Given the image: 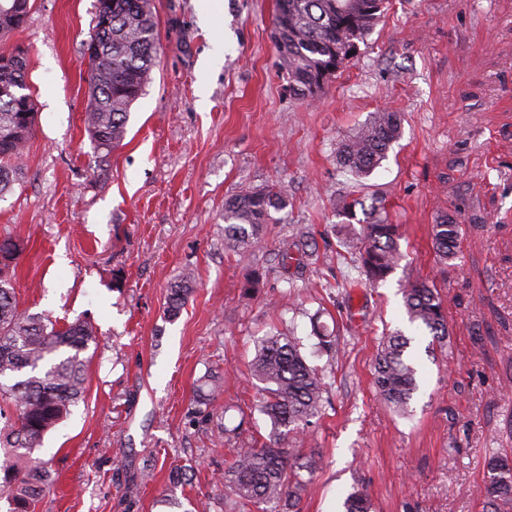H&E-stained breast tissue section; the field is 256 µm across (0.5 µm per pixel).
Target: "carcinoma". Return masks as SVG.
Wrapping results in <instances>:
<instances>
[{"label":"carcinoma","instance_id":"cac0c4a2","mask_svg":"<svg viewBox=\"0 0 512 512\" xmlns=\"http://www.w3.org/2000/svg\"><path fill=\"white\" fill-rule=\"evenodd\" d=\"M388 0H276L272 35L281 69L297 96L317 98L336 75L348 49L362 42L379 22ZM29 0H0V197L12 189L10 174L28 143L37 112L26 93L27 57L6 37L22 26ZM83 80L88 87L85 127L98 148L122 145L134 103L143 94L159 53L158 29L151 0H97L94 25L86 48ZM401 119L395 112H375L357 133L339 144V165L361 178L387 158L400 138ZM282 204L272 187H245L224 203V247L247 256L262 240L271 210ZM461 224L452 212H441L431 226L436 255L448 262L457 258ZM361 241L358 264L361 283L377 286L399 266L402 258L399 227L373 207L370 220L351 228ZM23 243L0 238V411L5 464L0 466V501L6 512H38L52 481L45 464L27 465L46 434L67 418L71 407L87 391L88 359L83 353L96 342L92 324L77 320L61 327L19 309L13 276ZM194 280L182 277L170 288L166 313L177 316L191 298ZM410 323L447 345L448 325L444 299L434 285L414 282L402 291ZM411 339L400 332L388 336L374 361V384L380 398L400 415L410 412L417 392L418 369L407 355ZM253 377L261 384V411L274 426L272 439L258 446L233 448L232 460L220 485L228 491L238 512H293L301 493L320 462L299 463L291 451V436L298 435L322 413L326 391L323 371L310 365L293 339L273 334L258 345L251 362ZM488 479L483 488L486 512H512V459L492 455L486 460ZM345 512H372L364 491L349 494Z\"/></svg>","mask_w":512,"mask_h":512}]
</instances>
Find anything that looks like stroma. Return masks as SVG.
<instances>
[{"mask_svg":"<svg viewBox=\"0 0 512 512\" xmlns=\"http://www.w3.org/2000/svg\"><path fill=\"white\" fill-rule=\"evenodd\" d=\"M95 3L31 0L10 36L28 52L37 110L0 197V235L25 244L17 301L97 330L84 400L33 455L57 480L39 512H225L215 481L232 449L272 433L249 363L276 332L327 383L321 416L294 445L322 461L298 512H331L357 489L375 512H483L486 457L512 456V0H390L313 100L294 96L279 68L275 0H216L208 21L197 0H152L159 59L105 156L84 125ZM381 110L399 113L403 134L370 176L353 177L337 146ZM273 184L284 203L240 258L224 246V202ZM350 194L384 200L399 226L404 258L375 288L358 285L340 227ZM443 210L464 226L461 256L445 264L430 238ZM301 231L305 256L277 267ZM255 269L266 276L249 292ZM187 270L196 291L167 318V290ZM415 281L441 291L447 347L407 319L401 290ZM318 324L335 351L320 350ZM395 330L420 374L408 416L373 385L377 348ZM214 379L223 391L204 401Z\"/></svg>","mask_w":512,"mask_h":512,"instance_id":"stroma-1","label":"stroma"}]
</instances>
